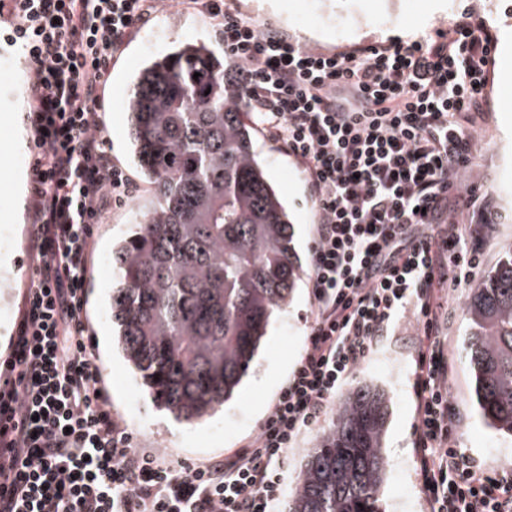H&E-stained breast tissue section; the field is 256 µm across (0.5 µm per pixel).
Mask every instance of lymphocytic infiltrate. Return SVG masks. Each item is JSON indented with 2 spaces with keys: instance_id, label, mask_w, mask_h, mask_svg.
Segmentation results:
<instances>
[{
  "instance_id": "f902f5d3",
  "label": "lymphocytic infiltrate",
  "mask_w": 512,
  "mask_h": 512,
  "mask_svg": "<svg viewBox=\"0 0 512 512\" xmlns=\"http://www.w3.org/2000/svg\"><path fill=\"white\" fill-rule=\"evenodd\" d=\"M161 0H0V48L28 81L33 281L0 371V512H279L289 448L385 336L413 317L415 463L427 512H512V471L457 439L447 288L468 283L498 215L460 189L495 61L466 13L412 42L322 51L225 10L218 23L253 123L300 167L315 206L304 351L258 431L221 459L139 447L112 411L83 318L94 226L132 196L103 134L112 62Z\"/></svg>"
}]
</instances>
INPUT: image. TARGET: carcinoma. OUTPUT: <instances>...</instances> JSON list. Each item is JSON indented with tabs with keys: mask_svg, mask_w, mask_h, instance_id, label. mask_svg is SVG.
Listing matches in <instances>:
<instances>
[{
	"mask_svg": "<svg viewBox=\"0 0 512 512\" xmlns=\"http://www.w3.org/2000/svg\"><path fill=\"white\" fill-rule=\"evenodd\" d=\"M246 109L224 57L201 40L143 66L126 101L132 154L153 194L112 246L111 319L141 384L181 423L234 394L304 275ZM465 311L480 415L512 434V248ZM388 412L373 385L340 401L289 512H380Z\"/></svg>",
	"mask_w": 512,
	"mask_h": 512,
	"instance_id": "cac0c4a2",
	"label": "carcinoma"
}]
</instances>
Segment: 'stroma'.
Instances as JSON below:
<instances>
[{
  "label": "stroma",
  "instance_id": "stroma-1",
  "mask_svg": "<svg viewBox=\"0 0 512 512\" xmlns=\"http://www.w3.org/2000/svg\"><path fill=\"white\" fill-rule=\"evenodd\" d=\"M233 13L270 24L288 36L322 50H347L392 39L408 41L432 28L447 27L470 12L498 33H512V0H224ZM203 40L216 50L224 44L215 22L178 4L153 13L135 31L112 64L106 87L104 132L112 157L125 168L136 192L126 205L96 225V252L88 272L84 319L92 336L97 364L109 391L112 409L130 427L140 445L158 448L176 460H205L227 455L251 435L265 418L279 388L299 360L310 321L308 280L295 288L289 306L272 321L242 384L214 415L188 426L160 409L138 383L132 367L116 347L112 334L110 295L112 245L128 232L148 205L152 190L133 162L127 138L126 98L135 73L149 60L184 42ZM0 68V229L11 238L10 264L0 274L11 277L8 293L0 292V365L11 354L12 336L30 283L29 217H15L17 174L29 171L32 131L27 118L28 63L10 54ZM506 85L493 80L488 110L477 120L474 171L463 173L462 185L479 184L499 213L479 276L492 272L512 245V111L502 102ZM256 145L274 183L280 189L294 225L293 244L302 265H309L313 242L314 206L299 167L273 142L257 136ZM469 286L452 291L449 300L448 362L452 368L450 395L462 423L459 443L468 454L494 469H512V437L485 426L474 395L473 374L465 356L467 317L463 303ZM417 336L406 321L393 336L361 363L349 387L372 384L389 398L384 436L388 467L381 512H425L414 473V400L410 386Z\"/></svg>",
  "mask_w": 512,
  "mask_h": 512
}]
</instances>
